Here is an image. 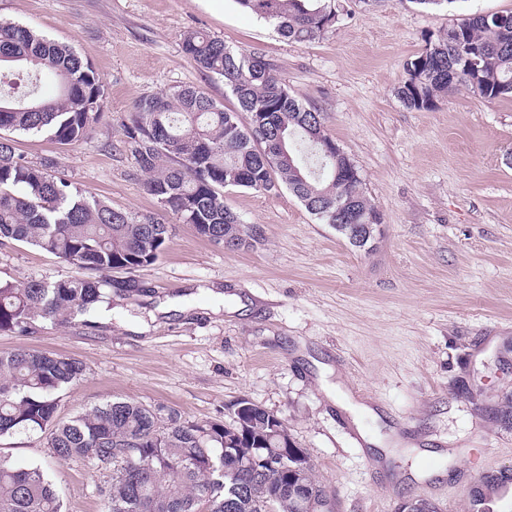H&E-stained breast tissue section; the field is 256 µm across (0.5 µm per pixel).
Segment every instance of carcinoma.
Masks as SVG:
<instances>
[{
  "label": "carcinoma",
  "mask_w": 512,
  "mask_h": 512,
  "mask_svg": "<svg viewBox=\"0 0 512 512\" xmlns=\"http://www.w3.org/2000/svg\"><path fill=\"white\" fill-rule=\"evenodd\" d=\"M245 11L275 21L298 43L335 21L323 0H236ZM183 53L207 77L224 80L238 108L226 110L193 86L135 101L122 124L145 187L167 211L215 243L238 235L260 241L224 206V189L270 193L286 188L324 224H373L380 213L362 188L359 169L341 150L326 153L319 112L281 84L262 57L232 49L201 31L182 40ZM397 95L429 109L438 94L465 83L480 96H512V26L473 13L426 39L406 60ZM34 73L58 81L53 97L29 89ZM0 131L46 135L76 145L103 117L100 74L75 49L15 22L0 21ZM16 152L0 135V244L16 241L51 253L78 269L62 278L0 283V332L26 333L39 320L66 324L112 303L106 274L155 262L169 225L153 215L115 209L68 179ZM84 365L45 351L0 352V437L51 428L59 461L95 462L112 471L101 488L105 512H324V487L305 452L288 457L294 481L280 485L278 466L224 461V436L238 433L247 457L276 453L267 444L270 414L256 405L246 423L190 421L130 399L109 401L67 420L57 416L58 391L78 383ZM0 512H62L57 491L39 466L17 467L0 457Z\"/></svg>",
  "instance_id": "obj_1"
}]
</instances>
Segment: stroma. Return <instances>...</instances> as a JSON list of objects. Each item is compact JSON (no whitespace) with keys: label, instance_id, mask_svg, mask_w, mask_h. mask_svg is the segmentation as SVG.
<instances>
[{"label":"stroma","instance_id":"stroma-1","mask_svg":"<svg viewBox=\"0 0 512 512\" xmlns=\"http://www.w3.org/2000/svg\"><path fill=\"white\" fill-rule=\"evenodd\" d=\"M336 23L296 43L235 0H0V20L72 43L98 70L104 118L75 146L14 134L34 163L116 209L170 226L154 263L111 272L112 305L88 320L0 332V352L82 361L58 392L67 419L132 399L195 421H226L249 399L277 414L306 451L329 512H512L494 478L512 473V98L459 84L429 110L396 90L403 65L456 20L512 11V0H329ZM202 30L262 56L288 92L323 112L383 217L372 251L348 243L287 189L227 191L225 204L262 238L237 251L202 239L144 188L122 123L135 100L202 88L235 99L181 51ZM77 269L19 242L0 244V281ZM13 464L52 475L65 512H104L109 471L57 461L45 430L0 437Z\"/></svg>","mask_w":512,"mask_h":512}]
</instances>
